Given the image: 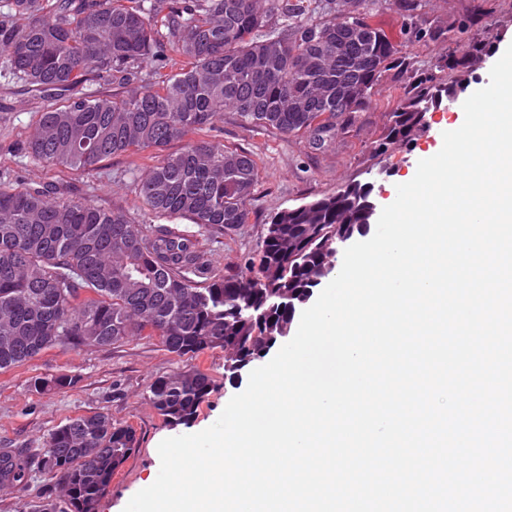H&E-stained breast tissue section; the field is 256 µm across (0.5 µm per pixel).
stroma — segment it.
Segmentation results:
<instances>
[{"instance_id":"1","label":"stroma","mask_w":512,"mask_h":512,"mask_svg":"<svg viewBox=\"0 0 512 512\" xmlns=\"http://www.w3.org/2000/svg\"><path fill=\"white\" fill-rule=\"evenodd\" d=\"M472 15L477 22L461 41L426 40L407 46L418 68L434 72L439 83L453 86L456 93L455 101H442L428 112L426 127L407 146L392 147L379 155L373 152L384 132L387 112L415 83L409 71L386 72L356 126L349 133L337 134L318 151L304 138H285L245 126L233 114H225L223 123L212 133L213 140L250 151L258 162L259 177L248 203L247 224L236 234L204 243L219 270L248 275V264L257 254L265 223L282 209L334 193L353 181L374 183L379 206L395 200L397 185L414 175L419 160L441 149L443 132L455 130L463 122L464 101L488 85L492 66L512 44V0H426L421 10V21L430 30L457 25ZM475 41L488 48L481 63L460 78L445 69L448 58H465ZM39 107V100L22 84L0 77V173H8L9 183L51 184L67 189L73 199H88L103 209L123 211L135 223H155V215L143 209L136 195L138 177L155 162L151 152L103 161L91 176L33 163L21 156L20 147L32 131ZM192 367L210 375L215 387L191 427L174 430L146 400L145 391L156 377ZM61 374L77 376V384L45 394L29 388L33 377ZM247 383L244 376L225 378L224 353L219 349L193 359H179L148 338L106 348L56 346L21 366L0 371V445L42 447L51 430L77 415L105 413L115 422L132 426L140 446L115 475L111 492L99 505V512H123L138 491L156 480L160 470L156 446L174 434L196 433L214 424L231 397L242 392ZM60 502L57 479L44 471L34 473L26 486L0 489V512H19L26 504Z\"/></svg>"}]
</instances>
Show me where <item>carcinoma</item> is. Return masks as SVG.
I'll use <instances>...</instances> for the list:
<instances>
[{"mask_svg": "<svg viewBox=\"0 0 512 512\" xmlns=\"http://www.w3.org/2000/svg\"><path fill=\"white\" fill-rule=\"evenodd\" d=\"M380 0H10L0 14V77L44 101L24 154L91 175L134 151L162 154L137 182L158 217L184 219L198 234L143 225L121 211L75 201L55 186L0 182V371L42 351L155 338L193 358L224 350L233 380L290 331L336 268V242L368 223L370 183L277 212L264 224L248 276L217 271L200 237L248 223L258 181L253 154L204 138L224 120L321 149L355 125L383 74L413 62L373 22ZM406 41L436 37L415 19L424 0H392ZM100 79L109 94L84 90ZM445 88L427 72L387 113L377 154L427 125ZM174 142L182 147L169 151ZM77 383L36 376V393ZM213 389L197 369L155 378L146 398L169 427L189 426ZM139 447L136 431L103 413L70 418L43 447H0V487L46 471L64 490V512H98L112 481Z\"/></svg>", "mask_w": 512, "mask_h": 512, "instance_id": "cac0c4a2", "label": "carcinoma"}]
</instances>
